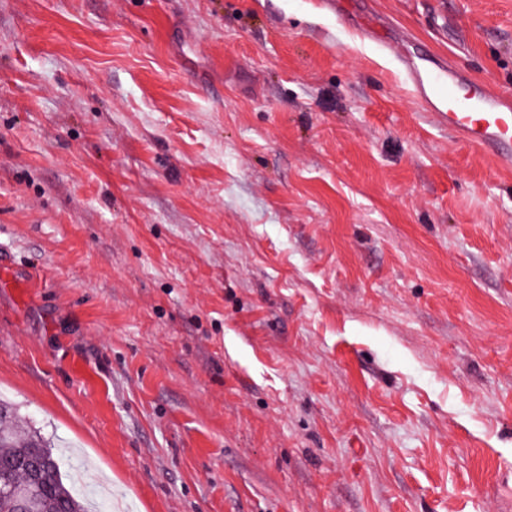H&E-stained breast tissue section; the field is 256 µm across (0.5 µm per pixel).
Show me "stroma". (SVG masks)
<instances>
[{
	"label": "stroma",
	"mask_w": 512,
	"mask_h": 512,
	"mask_svg": "<svg viewBox=\"0 0 512 512\" xmlns=\"http://www.w3.org/2000/svg\"><path fill=\"white\" fill-rule=\"evenodd\" d=\"M0 399L101 510L512 512V171L319 0H0Z\"/></svg>",
	"instance_id": "1"
}]
</instances>
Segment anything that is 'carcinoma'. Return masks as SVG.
I'll list each match as a JSON object with an SVG mask.
<instances>
[{
  "instance_id": "obj_1",
  "label": "carcinoma",
  "mask_w": 512,
  "mask_h": 512,
  "mask_svg": "<svg viewBox=\"0 0 512 512\" xmlns=\"http://www.w3.org/2000/svg\"><path fill=\"white\" fill-rule=\"evenodd\" d=\"M18 421L16 409L0 402V486L30 492L37 512H87L64 482L50 442L37 430L19 433Z\"/></svg>"
}]
</instances>
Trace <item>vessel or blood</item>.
<instances>
[{
    "label": "vessel or blood",
    "mask_w": 512,
    "mask_h": 512,
    "mask_svg": "<svg viewBox=\"0 0 512 512\" xmlns=\"http://www.w3.org/2000/svg\"><path fill=\"white\" fill-rule=\"evenodd\" d=\"M416 99L449 131L498 161L512 164V93L474 84L432 52L397 57Z\"/></svg>",
    "instance_id": "obj_1"
}]
</instances>
